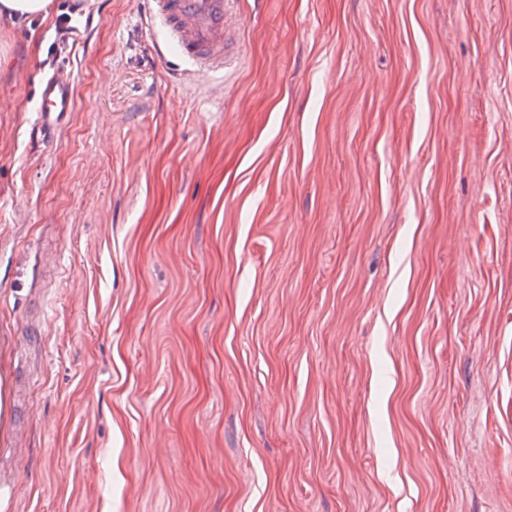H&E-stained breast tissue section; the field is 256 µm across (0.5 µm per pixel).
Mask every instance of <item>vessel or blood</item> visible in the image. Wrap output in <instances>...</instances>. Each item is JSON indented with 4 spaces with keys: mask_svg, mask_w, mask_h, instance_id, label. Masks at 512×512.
Instances as JSON below:
<instances>
[{
    "mask_svg": "<svg viewBox=\"0 0 512 512\" xmlns=\"http://www.w3.org/2000/svg\"><path fill=\"white\" fill-rule=\"evenodd\" d=\"M237 0H148L146 23L160 22L166 38L161 56L175 55L192 67L190 76L199 80L222 74L230 57L229 41L236 18ZM44 124L75 109L70 78L52 75L40 91Z\"/></svg>",
    "mask_w": 512,
    "mask_h": 512,
    "instance_id": "obj_1",
    "label": "vessel or blood"
}]
</instances>
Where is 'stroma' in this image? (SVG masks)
I'll return each instance as SVG.
<instances>
[{"label":"stroma","instance_id":"1","mask_svg":"<svg viewBox=\"0 0 512 512\" xmlns=\"http://www.w3.org/2000/svg\"><path fill=\"white\" fill-rule=\"evenodd\" d=\"M239 3L0 19V512H512V0ZM237 0H148L145 23L159 21L166 31L163 60L176 55L193 70L192 79L224 75L231 57L229 41ZM40 99L39 112L43 118V125L47 127L50 126L52 117L75 110V95L68 76L53 74L46 78L42 84Z\"/></svg>","mask_w":512,"mask_h":512}]
</instances>
